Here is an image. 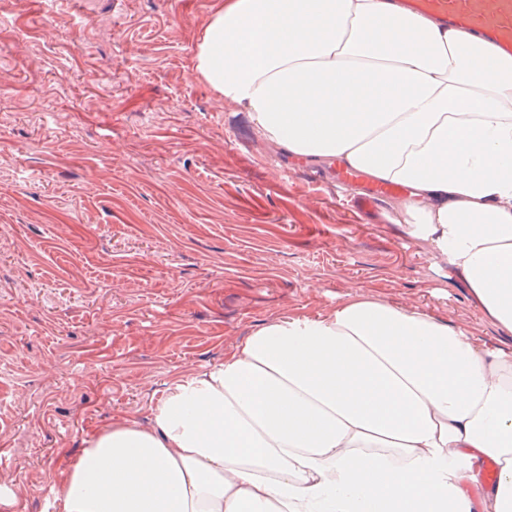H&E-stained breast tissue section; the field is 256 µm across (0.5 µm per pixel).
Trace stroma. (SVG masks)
Instances as JSON below:
<instances>
[{
	"mask_svg": "<svg viewBox=\"0 0 512 512\" xmlns=\"http://www.w3.org/2000/svg\"><path fill=\"white\" fill-rule=\"evenodd\" d=\"M217 2L0 0V486L27 490L0 512H48L87 438L354 292L512 354L390 200L340 201L197 78Z\"/></svg>",
	"mask_w": 512,
	"mask_h": 512,
	"instance_id": "1",
	"label": "stroma"
}]
</instances>
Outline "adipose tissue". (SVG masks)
<instances>
[{"instance_id": "adipose-tissue-1", "label": "adipose tissue", "mask_w": 512, "mask_h": 512, "mask_svg": "<svg viewBox=\"0 0 512 512\" xmlns=\"http://www.w3.org/2000/svg\"><path fill=\"white\" fill-rule=\"evenodd\" d=\"M195 60L266 145L406 188L388 222L512 331V56L397 0H222ZM151 416L85 441L62 512H512V356L412 305L279 316Z\"/></svg>"}]
</instances>
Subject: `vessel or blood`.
Wrapping results in <instances>:
<instances>
[{"label": "vessel or blood", "instance_id": "vessel-or-blood-1", "mask_svg": "<svg viewBox=\"0 0 512 512\" xmlns=\"http://www.w3.org/2000/svg\"><path fill=\"white\" fill-rule=\"evenodd\" d=\"M409 10L480 33L512 54V0H406Z\"/></svg>", "mask_w": 512, "mask_h": 512}]
</instances>
